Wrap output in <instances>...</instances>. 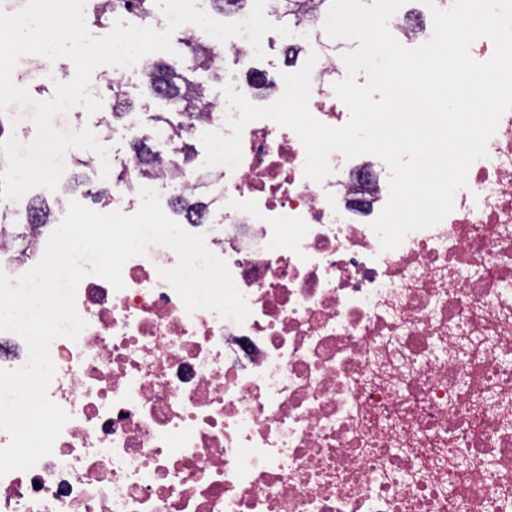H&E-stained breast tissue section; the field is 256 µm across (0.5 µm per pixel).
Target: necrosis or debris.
I'll return each instance as SVG.
<instances>
[{"mask_svg": "<svg viewBox=\"0 0 512 512\" xmlns=\"http://www.w3.org/2000/svg\"><path fill=\"white\" fill-rule=\"evenodd\" d=\"M324 24L290 37L319 50L308 107L338 127L347 69ZM164 156L152 178L126 160L113 210L135 214L144 187L195 193L177 221L251 314L187 312L160 245L124 264L123 289L86 276L85 328L50 346L47 396L68 420L51 454L0 477V512H512V110L452 212L392 250L371 227L389 196L377 156L332 153L313 181L269 119L245 126L237 167ZM17 214L0 244L13 280L50 237Z\"/></svg>", "mask_w": 512, "mask_h": 512, "instance_id": "obj_1", "label": "necrosis or debris"}]
</instances>
